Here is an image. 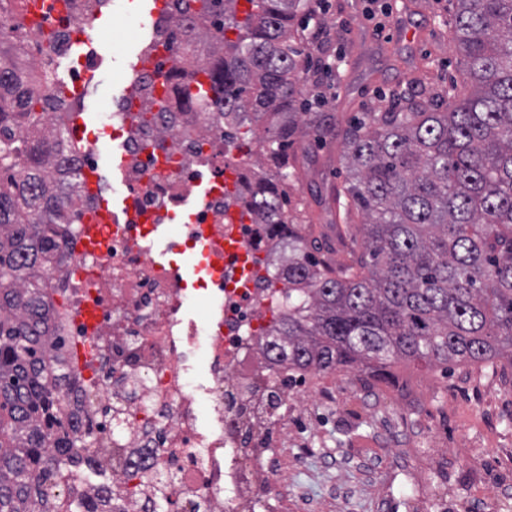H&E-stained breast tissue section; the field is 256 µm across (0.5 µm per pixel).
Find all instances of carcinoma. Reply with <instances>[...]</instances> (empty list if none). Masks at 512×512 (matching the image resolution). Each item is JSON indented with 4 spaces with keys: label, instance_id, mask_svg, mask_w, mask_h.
<instances>
[{
    "label": "carcinoma",
    "instance_id": "1",
    "mask_svg": "<svg viewBox=\"0 0 512 512\" xmlns=\"http://www.w3.org/2000/svg\"><path fill=\"white\" fill-rule=\"evenodd\" d=\"M188 38L199 20L224 42L206 65L213 96L190 94L183 107H217L243 157L260 151L269 169L234 190L242 214L265 225L268 269L288 299L266 331L265 351L293 373L359 369L383 376L397 361L425 366L498 359L512 364V0H453L454 39L470 82L395 89L382 112H364L342 133L338 162L347 172L336 193V221L361 217V252L337 265L310 251L288 211L284 161L304 129L327 127L311 112L298 34L311 0H183ZM21 37L0 10V512H95L52 485L79 478L94 461L72 449L89 442L66 429L45 337L51 312L42 299L43 262L55 250V225L78 223L44 188L47 147L35 136L47 120L40 86L58 81L42 68L22 89L4 64ZM266 123L264 135L256 124ZM24 177L16 176L17 169Z\"/></svg>",
    "mask_w": 512,
    "mask_h": 512
}]
</instances>
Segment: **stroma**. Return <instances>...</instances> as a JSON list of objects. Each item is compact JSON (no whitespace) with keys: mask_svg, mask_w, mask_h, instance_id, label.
Segmentation results:
<instances>
[{"mask_svg":"<svg viewBox=\"0 0 512 512\" xmlns=\"http://www.w3.org/2000/svg\"><path fill=\"white\" fill-rule=\"evenodd\" d=\"M449 0H329L324 34L305 42L316 59L342 53L337 77L308 86L327 94L321 111L337 125L378 110L381 97L411 79L442 89L461 81L449 22ZM335 132L301 138L288 151L301 181L291 206L312 224L330 220L318 197L344 177L336 170ZM389 381L360 372L324 371L316 383L331 394L288 416V495L263 512H512V467L498 452L512 448V364L449 365L447 372L400 362ZM495 482L502 502L487 505L482 487Z\"/></svg>","mask_w":512,"mask_h":512,"instance_id":"obj_1","label":"stroma"}]
</instances>
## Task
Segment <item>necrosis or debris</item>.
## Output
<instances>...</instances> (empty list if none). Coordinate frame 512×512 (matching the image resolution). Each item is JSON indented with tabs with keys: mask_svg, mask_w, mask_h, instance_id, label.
<instances>
[{
	"mask_svg": "<svg viewBox=\"0 0 512 512\" xmlns=\"http://www.w3.org/2000/svg\"><path fill=\"white\" fill-rule=\"evenodd\" d=\"M114 0H67L49 29L26 28L16 62L35 70L45 57L69 62L66 106L46 92L53 126L79 111L73 89L100 55L80 34L92 12H121ZM154 46L172 76L197 60L185 50L174 5L152 22ZM139 91L129 105L108 101L109 118L72 150L93 165L107 139L121 142L122 187L133 204L101 227L99 247L84 249L81 227H57L61 262L44 293L55 306L51 336L87 340L90 357L71 370L66 348L51 361L65 370L57 394L69 424L92 432L87 456L106 483L80 480L64 496L108 500L112 512H146L153 477L166 476L167 512H255L277 485L279 460L248 431L263 425L260 406L280 368L263 351L274 288L238 290V258L224 250L230 206L223 192L198 198L204 178L224 171L230 147L218 113L184 111L176 90L160 95L156 72L127 75ZM182 219L181 236L161 231ZM97 312L94 326L81 319Z\"/></svg>",
	"mask_w": 512,
	"mask_h": 512,
	"instance_id": "necrosis-or-debris-1",
	"label": "necrosis or debris"
}]
</instances>
